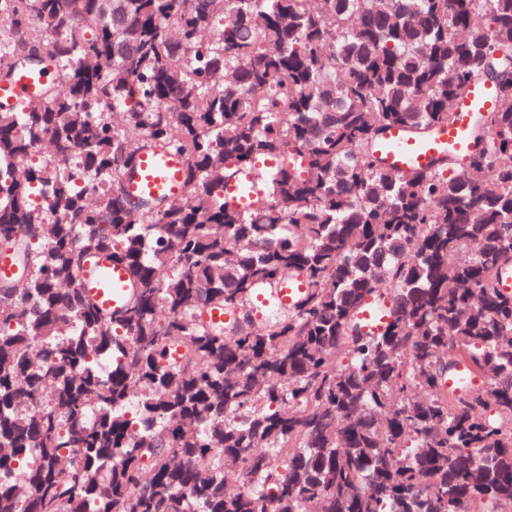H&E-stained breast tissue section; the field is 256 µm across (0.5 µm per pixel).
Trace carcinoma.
I'll use <instances>...</instances> for the list:
<instances>
[{
	"mask_svg": "<svg viewBox=\"0 0 512 512\" xmlns=\"http://www.w3.org/2000/svg\"><path fill=\"white\" fill-rule=\"evenodd\" d=\"M22 56L53 75L0 107L25 273L0 281V512L512 504V0H0L1 83ZM481 81L466 176L387 165L391 127L425 138ZM148 149L186 159L179 200L125 201ZM242 167L250 208L224 199ZM96 254L129 271L118 316L79 288ZM305 291V285L301 277L296 278L288 285H282L273 291L279 309H292L298 302L299 297Z\"/></svg>",
	"mask_w": 512,
	"mask_h": 512,
	"instance_id": "obj_1",
	"label": "carcinoma"
}]
</instances>
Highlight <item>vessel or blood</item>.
<instances>
[{"mask_svg": "<svg viewBox=\"0 0 512 512\" xmlns=\"http://www.w3.org/2000/svg\"><path fill=\"white\" fill-rule=\"evenodd\" d=\"M46 80L43 73L15 70L12 81L0 86V100L12 102L35 98ZM492 104L489 86H469L456 102L454 123L436 129L423 141L414 139L404 130H391L380 146V153L387 164L399 170L429 166L450 151L457 158H464L469 148L470 127L477 113ZM186 174L187 163L181 156L159 150L146 151L139 155L133 174L124 177V191L134 201L146 198L174 200L181 194ZM129 280L123 265L113 262L110 257L99 256L88 261L81 286L103 310L117 314L126 304ZM304 290V282L299 278L276 288L273 295L278 308H293Z\"/></svg>", "mask_w": 512, "mask_h": 512, "instance_id": "1", "label": "vessel or blood"}]
</instances>
